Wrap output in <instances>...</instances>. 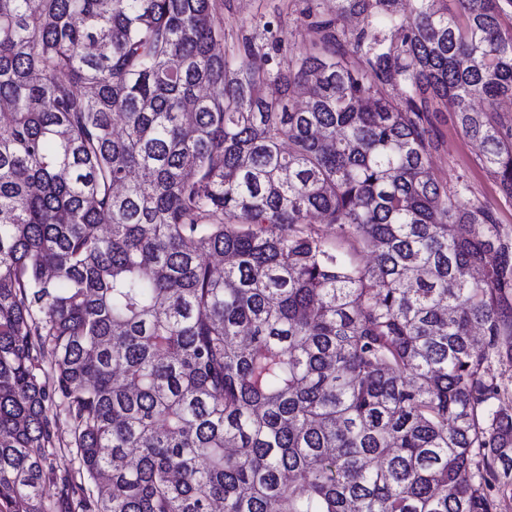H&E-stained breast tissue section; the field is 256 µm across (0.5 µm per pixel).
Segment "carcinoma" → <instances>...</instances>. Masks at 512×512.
<instances>
[{
  "label": "carcinoma",
  "instance_id": "cac0c4a2",
  "mask_svg": "<svg viewBox=\"0 0 512 512\" xmlns=\"http://www.w3.org/2000/svg\"><path fill=\"white\" fill-rule=\"evenodd\" d=\"M410 2L261 69L216 0H0V505L502 512L512 230L429 164L446 109L512 199V0ZM60 444H57L56 452L50 457L51 465L57 475L64 474L76 467L75 454L69 448L71 435L65 423H61L57 429Z\"/></svg>",
  "mask_w": 512,
  "mask_h": 512
}]
</instances>
